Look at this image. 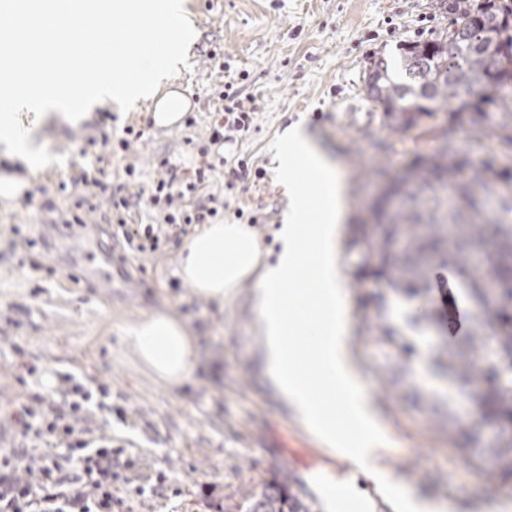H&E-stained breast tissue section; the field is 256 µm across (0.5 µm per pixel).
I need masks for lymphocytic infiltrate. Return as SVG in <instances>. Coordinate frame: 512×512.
I'll return each instance as SVG.
<instances>
[{
  "label": "lymphocytic infiltrate",
  "mask_w": 512,
  "mask_h": 512,
  "mask_svg": "<svg viewBox=\"0 0 512 512\" xmlns=\"http://www.w3.org/2000/svg\"><path fill=\"white\" fill-rule=\"evenodd\" d=\"M253 109L244 107L232 89L224 91V113L215 125L213 142H228L246 137L254 127ZM179 194L173 182L161 181L149 199L162 219V229L153 225L127 223L124 216L131 202L121 198L112 209L118 224L124 225L127 242L137 251L157 250L161 236H175L180 225L201 224L216 217L217 208L202 206L194 210H174ZM72 400L62 412L48 414L21 406L15 422L24 438L44 440L64 438L68 441L65 460L70 470L61 480H54V471L46 467L39 476L26 482L12 475L9 456L0 454V512H112V482L126 463L122 449L108 445L91 447L88 440L76 437L72 424L84 410L90 395L82 387H74Z\"/></svg>",
  "instance_id": "lymphocytic-infiltrate-1"
}]
</instances>
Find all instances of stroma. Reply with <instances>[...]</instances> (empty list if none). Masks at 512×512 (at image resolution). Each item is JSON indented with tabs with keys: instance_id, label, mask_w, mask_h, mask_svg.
<instances>
[{
	"instance_id": "35a3bbf8",
	"label": "stroma",
	"mask_w": 512,
	"mask_h": 512,
	"mask_svg": "<svg viewBox=\"0 0 512 512\" xmlns=\"http://www.w3.org/2000/svg\"><path fill=\"white\" fill-rule=\"evenodd\" d=\"M433 0H189L198 28L188 68L176 84L190 101L177 127L156 126L149 104L121 111L95 109L77 125H43L56 157L46 170L28 172L0 154V171L23 176L28 186L14 201H0V447L19 435L11 418L18 403L45 411L60 408L71 382L92 394L82 427L88 437L111 439L133 462L112 494L123 512H216L217 503L244 486L274 475L304 481L316 512H359L328 487L354 481L373 502L372 512H397L393 497L330 455L293 416L268 380L254 331L252 285L217 304L196 296L176 274L186 235L157 251L129 248L112 221V198H137L128 223L147 224L149 193L165 178L162 160L192 180L203 158H248L262 179L225 186L217 168L183 206L217 197L218 222L238 213L257 216L261 240L274 236L288 208L274 171L275 146L302 125L340 162L350 194V220L342 256L353 306L352 345L364 384L392 438L382 464L423 493L450 498L455 512H493L512 504V478L489 488L482 472L448 443V415H461L471 443H491L497 432L469 415L430 349L447 334L429 328L423 309L433 296L408 299L387 280L362 271L371 233L369 211L381 171H397L431 155L448 127V108L436 106L418 127L395 131L365 89L374 57L398 59L402 45L432 38L448 20ZM241 102H253L256 131L243 140L211 144L215 113L224 109V84ZM142 131L128 149L126 128ZM80 216L63 235L60 216ZM100 264L108 288H87L64 276L68 267ZM167 312L196 338L197 366L172 387L138 359L126 330L140 318ZM410 344L414 355L390 372L396 351L382 329ZM431 398L432 408L421 401Z\"/></svg>"
}]
</instances>
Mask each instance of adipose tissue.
<instances>
[{
	"label": "adipose tissue",
	"mask_w": 512,
	"mask_h": 512,
	"mask_svg": "<svg viewBox=\"0 0 512 512\" xmlns=\"http://www.w3.org/2000/svg\"><path fill=\"white\" fill-rule=\"evenodd\" d=\"M0 15L34 20L15 36L16 49L0 58V147L29 170L56 158L40 125L81 121L109 102L126 109L154 107L156 125L177 124L189 107L173 83L189 65L198 30L188 0H158L156 15L167 35L131 51L142 0H0ZM124 26H114V18ZM94 28L102 39L72 57L78 32ZM123 53L113 54V45ZM36 123L23 124L20 112ZM277 167L300 174L284 183L288 210L278 231L275 261L245 224H209L191 234L179 255V275L198 295L232 300L244 281L253 283L255 330L268 378L300 423L334 455L394 495L401 512H453L452 502L428 497L379 465L388 438L350 342L351 300L342 254L349 220L348 189L338 164L303 127L280 137ZM141 362L171 385L184 383L196 364L189 327L157 312L126 331Z\"/></svg>",
	"instance_id": "1"
}]
</instances>
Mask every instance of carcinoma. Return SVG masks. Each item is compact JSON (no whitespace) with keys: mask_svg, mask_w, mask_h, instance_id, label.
<instances>
[{"mask_svg":"<svg viewBox=\"0 0 512 512\" xmlns=\"http://www.w3.org/2000/svg\"><path fill=\"white\" fill-rule=\"evenodd\" d=\"M444 2L435 0L434 9L448 15V26L429 40L405 45L400 77L387 59L371 62L368 97L396 130L416 126L441 102L448 105L450 125L476 138L491 129L512 153V0H452L449 9ZM450 33L460 36L451 50ZM390 184L398 207L392 214L381 206L371 209L366 267L389 275L393 287L410 296L428 290L434 266L455 267L481 324L434 355L468 393L478 418L498 429L484 448H459L495 487L512 476V167L472 159L446 133L435 153L398 171ZM492 353L496 362L484 378L475 376L474 362ZM216 508L313 512L278 476Z\"/></svg>","mask_w":512,"mask_h":512,"instance_id":"1","label":"carcinoma"}]
</instances>
